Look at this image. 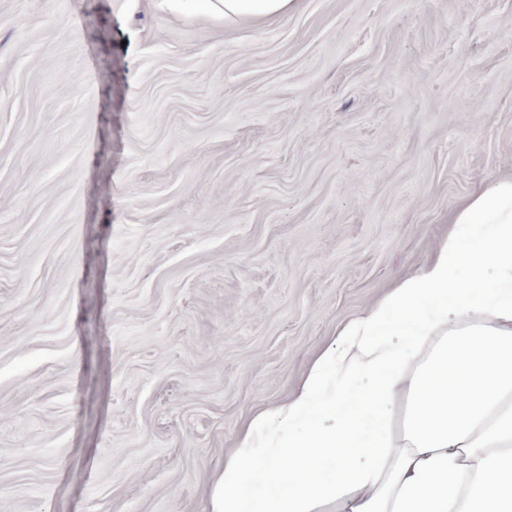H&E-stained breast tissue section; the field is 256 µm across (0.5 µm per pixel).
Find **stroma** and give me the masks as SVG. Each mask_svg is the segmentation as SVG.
Returning a JSON list of instances; mask_svg holds the SVG:
<instances>
[{
    "mask_svg": "<svg viewBox=\"0 0 512 512\" xmlns=\"http://www.w3.org/2000/svg\"><path fill=\"white\" fill-rule=\"evenodd\" d=\"M508 177L512 0H0V512H205ZM299 0H217L225 21L264 22L287 16Z\"/></svg>",
    "mask_w": 512,
    "mask_h": 512,
    "instance_id": "stroma-1",
    "label": "stroma"
}]
</instances>
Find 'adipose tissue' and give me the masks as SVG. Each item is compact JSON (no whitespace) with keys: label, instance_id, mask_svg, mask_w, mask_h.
Wrapping results in <instances>:
<instances>
[{"label":"adipose tissue","instance_id":"obj_1","mask_svg":"<svg viewBox=\"0 0 512 512\" xmlns=\"http://www.w3.org/2000/svg\"><path fill=\"white\" fill-rule=\"evenodd\" d=\"M217 2L264 22L298 0ZM208 512H512V178L255 415Z\"/></svg>","mask_w":512,"mask_h":512}]
</instances>
